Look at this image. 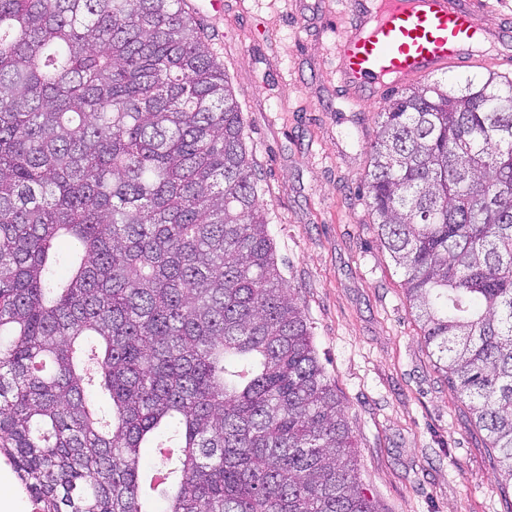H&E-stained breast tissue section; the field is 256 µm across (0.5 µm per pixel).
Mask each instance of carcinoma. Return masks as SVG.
<instances>
[{
  "mask_svg": "<svg viewBox=\"0 0 512 512\" xmlns=\"http://www.w3.org/2000/svg\"><path fill=\"white\" fill-rule=\"evenodd\" d=\"M243 126L184 0H0V457L37 512H378ZM369 152L377 239L512 481V81L401 93Z\"/></svg>",
  "mask_w": 512,
  "mask_h": 512,
  "instance_id": "1",
  "label": "carcinoma"
}]
</instances>
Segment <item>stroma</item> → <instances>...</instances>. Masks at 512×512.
I'll return each instance as SVG.
<instances>
[{
  "label": "stroma",
  "instance_id": "obj_1",
  "mask_svg": "<svg viewBox=\"0 0 512 512\" xmlns=\"http://www.w3.org/2000/svg\"><path fill=\"white\" fill-rule=\"evenodd\" d=\"M245 123L257 192L282 274L352 430L360 478L379 512H512V484L472 423L469 403L434 366L403 289L377 240L363 184L379 114L338 93L329 49L347 0H186ZM512 0H487L496 39L444 87L512 80Z\"/></svg>",
  "mask_w": 512,
  "mask_h": 512
}]
</instances>
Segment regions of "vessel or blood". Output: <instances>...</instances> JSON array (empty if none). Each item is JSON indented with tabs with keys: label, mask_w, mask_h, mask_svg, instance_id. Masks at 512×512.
<instances>
[{
	"label": "vessel or blood",
	"mask_w": 512,
	"mask_h": 512,
	"mask_svg": "<svg viewBox=\"0 0 512 512\" xmlns=\"http://www.w3.org/2000/svg\"><path fill=\"white\" fill-rule=\"evenodd\" d=\"M336 36V81L348 94L376 98L385 84L470 64L486 32L482 0H353Z\"/></svg>",
	"instance_id": "1"
}]
</instances>
